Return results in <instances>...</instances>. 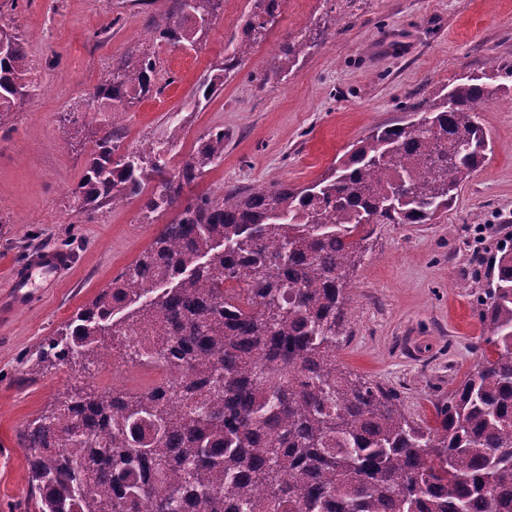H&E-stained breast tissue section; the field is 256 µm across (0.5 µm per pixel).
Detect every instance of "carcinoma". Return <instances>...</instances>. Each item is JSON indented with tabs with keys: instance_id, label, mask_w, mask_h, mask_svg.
Instances as JSON below:
<instances>
[{
	"instance_id": "1",
	"label": "carcinoma",
	"mask_w": 512,
	"mask_h": 512,
	"mask_svg": "<svg viewBox=\"0 0 512 512\" xmlns=\"http://www.w3.org/2000/svg\"><path fill=\"white\" fill-rule=\"evenodd\" d=\"M251 2L241 35L193 89L209 100L282 15ZM224 0H166L141 45L112 60L93 98L107 129L71 191L86 220L140 197L146 216L177 210L151 246L78 308L33 369L108 357L162 363L172 378L131 395L74 390L20 434L39 512H512V247L478 298L479 362L435 407L405 415L390 389L336 367L349 336V276L375 224H425L456 200L492 151L479 107L506 85L465 76L416 121L380 127L303 187L236 188L182 200L224 159V129L170 168L186 126L121 150L126 109L155 91L156 45L194 48ZM0 131L32 96L23 39L0 27ZM310 48L279 47L268 82ZM224 250H219V246ZM206 261H201V258Z\"/></svg>"
}]
</instances>
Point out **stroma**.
Listing matches in <instances>:
<instances>
[{"label": "stroma", "mask_w": 512, "mask_h": 512, "mask_svg": "<svg viewBox=\"0 0 512 512\" xmlns=\"http://www.w3.org/2000/svg\"><path fill=\"white\" fill-rule=\"evenodd\" d=\"M249 8V0H224L195 48H156L159 92L125 112L123 149L162 139ZM145 11L134 0H0V25L23 38L37 85L12 132L0 135V294L10 264L43 249L74 258L54 281H39L31 305L0 318V512H38L18 436L56 397L74 385L136 394L155 383L129 362L118 372L108 364L27 372L39 347L171 220L145 219L141 199L130 198L82 222L71 195L103 133L93 89L113 57L140 43ZM300 34L315 38L307 54L282 81L263 83L280 45ZM484 74L507 85L478 112L492 153L433 221L377 225L349 283L350 336L336 361L394 389L417 421H432L435 403L474 369L472 348L485 333L477 297L494 276L499 243L512 237V0H288L223 90L190 113L183 140L188 150L208 130H224L223 161L185 196L301 187L373 128L415 120L435 93ZM75 114L91 134L80 144L68 135Z\"/></svg>", "instance_id": "obj_1"}]
</instances>
